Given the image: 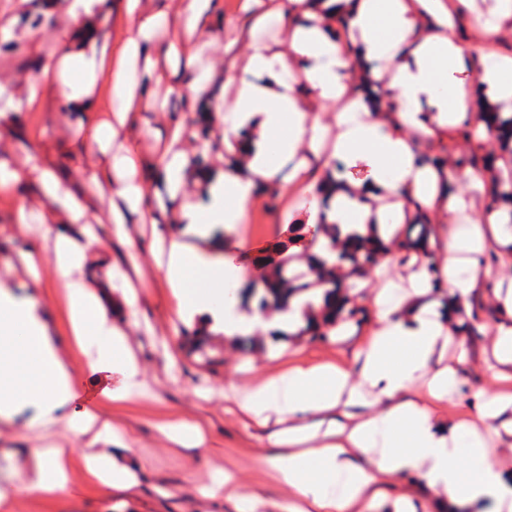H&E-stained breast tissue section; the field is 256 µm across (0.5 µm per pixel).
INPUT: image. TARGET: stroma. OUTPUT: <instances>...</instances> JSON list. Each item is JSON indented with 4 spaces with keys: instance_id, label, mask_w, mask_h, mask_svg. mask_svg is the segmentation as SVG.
<instances>
[{
    "instance_id": "obj_1",
    "label": "stroma",
    "mask_w": 512,
    "mask_h": 512,
    "mask_svg": "<svg viewBox=\"0 0 512 512\" xmlns=\"http://www.w3.org/2000/svg\"><path fill=\"white\" fill-rule=\"evenodd\" d=\"M250 23L242 0H213L203 24L219 39L195 58L196 71L208 75L197 93L200 103L213 105L222 100L224 62L246 54V43L236 36ZM70 28L64 11L47 13L45 0H0V85L14 96L9 117L0 118V163L20 174L14 190H0V285L37 298L50 335L56 336L64 358L78 372L80 397L75 407L88 403L103 408L118 425L122 439L135 442L148 479L128 491L97 488L87 483L83 469L75 465L61 502L25 494L6 473L28 468L27 432L18 423H0V491L9 493L12 512H235L223 498L205 499L198 493L215 471L227 468L235 472L244 492L256 496L255 512H276L275 503L287 500L289 492L271 481L261 462L274 452L268 441L270 431L229 413L226 395L232 388L299 361L352 364L353 353L374 320L373 310L367 298H353L359 313L350 320L349 336L343 340L334 335L323 340L307 335L271 340L259 333L239 342L211 333L197 318L178 323L177 302L152 254L151 225L131 216L127 238L111 237L110 198L87 179L88 173L104 166L103 155L90 146L84 132L112 116L109 73L98 78L95 111L68 112L52 83L39 77L28 53V38L33 35L41 45L43 61H56L62 36ZM33 82L38 91L31 99L27 87ZM183 84V77L171 76L166 69L159 71L155 104L136 113L129 143L144 164L169 144H176L189 158L185 192L189 199L199 200L205 196L206 185L197 177L198 168L221 173L231 156L221 141L222 119L214 113L206 117L192 111L189 98L181 92ZM179 121L185 132L175 143L171 133ZM44 169L80 196L89 217L96 220L93 230L101 240L106 263L93 269L89 278L111 298L112 320L126 331L141 361L149 397L123 405L104 402L103 389L118 385L120 378L85 372L87 357L67 333L62 280L49 265L44 266L40 282L28 279L20 250L29 242L47 250L44 225L63 218L59 206L41 197L38 175ZM308 202V197L296 191L285 195L265 192L244 228L217 231L203 247L243 266L246 277L260 283L265 271L253 266V253L286 240L291 226L304 219ZM22 208L30 214L23 232L16 225ZM129 298L135 301L130 309L125 306ZM181 416L206 425V439L199 448L174 446L155 431L156 422Z\"/></svg>"
}]
</instances>
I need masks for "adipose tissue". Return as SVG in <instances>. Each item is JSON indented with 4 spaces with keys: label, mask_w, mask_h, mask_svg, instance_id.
Returning a JSON list of instances; mask_svg holds the SVG:
<instances>
[{
    "label": "adipose tissue",
    "mask_w": 512,
    "mask_h": 512,
    "mask_svg": "<svg viewBox=\"0 0 512 512\" xmlns=\"http://www.w3.org/2000/svg\"><path fill=\"white\" fill-rule=\"evenodd\" d=\"M64 9L76 28L73 41L55 63L40 72L52 76L63 105L86 112L107 64L90 24L106 0H46ZM212 0H185L176 19L125 0L130 20L122 43V67L112 73L114 118L98 123L89 142L107 158L100 186H115L122 204L112 207L115 237L125 238L127 214L153 222L145 206L139 159L131 148L113 151L131 113L152 107L147 91L160 64L179 62L182 37H194ZM256 8L257 27L276 24L286 36L252 38L243 58L224 71V87L234 93L224 104L222 140L234 163L219 175L204 173V199L181 200L187 158L164 150L154 161L170 198L180 199L182 237L171 239L162 265L178 299L180 319L204 318L214 334L232 339L262 332L295 333L319 322L321 290L291 297L286 310H245L224 297V274L242 270L200 246L215 229L246 223L252 206L287 174L288 187L313 199L307 223L334 224L335 243L319 238L312 254L333 262L350 236L389 244L400 224L419 211L448 214L440 225V248L414 254L417 270L402 296L392 286L374 292L375 320L354 352L353 366L297 363L236 391L233 413L265 424L275 421L276 448L264 462L292 495L283 512H470L491 498L496 512H512V472L501 461L512 449V209L485 198H467L450 188L448 165L427 161L418 144L438 141L463 123L485 129L496 105L512 102V57L473 67L471 50L459 39L441 0H245ZM178 28L163 55H155L160 28ZM386 80V99L365 97L358 86ZM474 86L473 105L460 102L464 85ZM334 107L336 135L323 122ZM251 138L240 139L242 128ZM44 200L60 205L68 223L87 217L85 203L53 172L42 171ZM468 224L456 223L462 213ZM50 261L63 279L67 325L74 345L92 351L90 372L117 374L121 383L105 389L108 402L143 397L140 362L128 337L113 323L84 270L98 254L73 236L49 232ZM444 289L448 305L429 304ZM493 306L498 319L482 359L488 386L470 396L469 408L438 415L443 402L460 391L458 366L471 349L460 327L471 318L474 298ZM37 302L0 289V422L25 415L33 433L60 424L73 439H89L95 449L75 454L59 443L27 451L33 465L23 490L57 500L68 489L72 457L97 487L124 490L138 482L136 449L108 452L119 429L96 408H75L76 381L53 336L37 313ZM455 365H444L448 346ZM420 480L429 499L415 500L405 489L389 493L393 479Z\"/></svg>",
    "instance_id": "adipose-tissue-1"
}]
</instances>
